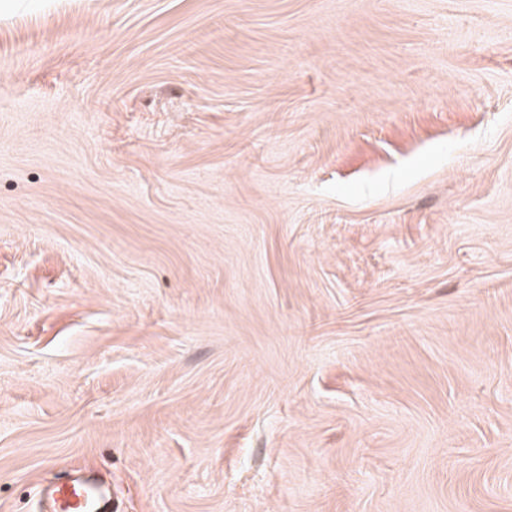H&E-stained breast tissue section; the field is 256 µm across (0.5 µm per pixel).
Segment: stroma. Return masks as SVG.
<instances>
[{"instance_id": "stroma-1", "label": "stroma", "mask_w": 512, "mask_h": 512, "mask_svg": "<svg viewBox=\"0 0 512 512\" xmlns=\"http://www.w3.org/2000/svg\"><path fill=\"white\" fill-rule=\"evenodd\" d=\"M512 512V0H0V512ZM95 493L88 482H72L56 491L55 511L83 512L88 506L90 495Z\"/></svg>"}]
</instances>
